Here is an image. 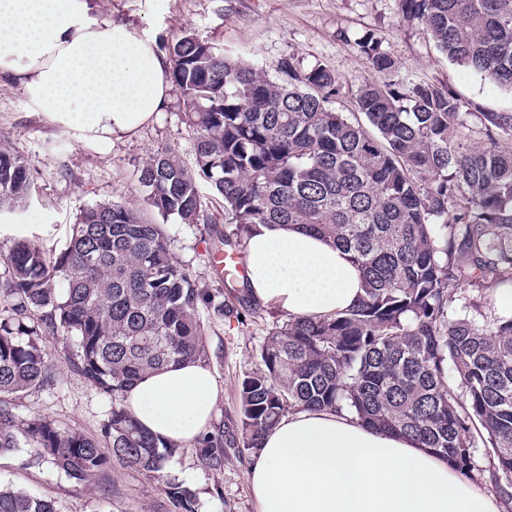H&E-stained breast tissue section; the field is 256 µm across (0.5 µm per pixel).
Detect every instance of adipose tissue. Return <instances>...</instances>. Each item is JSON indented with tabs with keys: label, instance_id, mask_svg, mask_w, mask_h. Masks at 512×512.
<instances>
[{
	"label": "adipose tissue",
	"instance_id": "1",
	"mask_svg": "<svg viewBox=\"0 0 512 512\" xmlns=\"http://www.w3.org/2000/svg\"><path fill=\"white\" fill-rule=\"evenodd\" d=\"M95 12V0H0V81L21 86L81 140L107 146L164 111L170 62L146 30ZM245 260L252 300L293 319L336 315L363 293L345 251L295 226H259ZM219 392L206 366L183 364L143 377L124 404L144 430L186 443L212 422ZM249 474L257 512H504L506 504L430 449L346 411L282 417Z\"/></svg>",
	"mask_w": 512,
	"mask_h": 512
}]
</instances>
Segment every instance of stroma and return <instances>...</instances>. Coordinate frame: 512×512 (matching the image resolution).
Listing matches in <instances>:
<instances>
[{
    "instance_id": "35a3bbf8",
    "label": "stroma",
    "mask_w": 512,
    "mask_h": 512,
    "mask_svg": "<svg viewBox=\"0 0 512 512\" xmlns=\"http://www.w3.org/2000/svg\"><path fill=\"white\" fill-rule=\"evenodd\" d=\"M98 19L135 22L171 42L182 33L223 44L226 53L278 77L284 61L332 71L344 84L336 111L357 119L354 95L364 80L375 78L357 40L372 32L401 74L435 84H450L466 112H511L512 91L465 67L453 64L434 46L425 28L405 20L398 0H161L145 12L143 0H96ZM165 112L135 136H113L100 148L79 140L73 130L49 121L24 90L0 83V146L24 155L33 177V196L26 204L0 214L5 224L42 225L47 255L60 253L69 229L86 208L123 202L144 208L145 189L138 176L144 162L158 150L176 149L186 165L195 162L194 142L184 123L179 90H171ZM165 229L174 242L176 260L192 272L200 287L224 291L228 314L207 310L199 315L206 330L207 366L214 372L220 395L213 427L236 419L237 387L245 373L259 367L260 346L268 331L287 322L284 311L263 306L258 317L236 320L233 309L241 284L224 280L213 267L211 227L169 219ZM46 358L54 365L53 382L17 396L19 416L39 415L57 427L103 440L112 399L76 374L69 360L74 341L45 337ZM250 460L229 455L222 471L211 470L197 444L183 446L167 461L160 477L114 464L98 480H77L34 451L20 447L0 454V487L25 491L51 501L56 512H178L165 487L174 484L193 495L194 512H256L249 486Z\"/></svg>"
}]
</instances>
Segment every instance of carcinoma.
Masks as SVG:
<instances>
[{
    "instance_id": "cac0c4a2",
    "label": "carcinoma",
    "mask_w": 512,
    "mask_h": 512,
    "mask_svg": "<svg viewBox=\"0 0 512 512\" xmlns=\"http://www.w3.org/2000/svg\"><path fill=\"white\" fill-rule=\"evenodd\" d=\"M399 2L448 59L512 91V0ZM357 46L386 77L357 90L372 133L332 107L344 85L319 65L285 61L272 79L194 33L165 46L195 167L170 147L153 154L138 176L146 209L214 223L202 178L235 225L218 237L224 251H240L260 224H294L347 251L364 281L351 309L268 333L260 368L239 384L238 420L202 436L201 458L220 471L229 449L256 452L288 409H346L431 449L466 480L489 473L512 500V315L450 317L459 285L512 286V112L481 113L477 146L449 86L400 75L371 33ZM32 190L24 157L1 148L0 209ZM3 264L0 453L28 446L82 481L114 461L160 477L181 445L140 429L124 393L163 366L205 361L198 310L224 315V292L199 287L163 225L119 202L83 211L58 255L18 240ZM45 336L76 338L74 371L112 397L106 448L13 412L10 397L53 380ZM166 492L194 512L187 490ZM0 512L55 509L0 488Z\"/></svg>"
}]
</instances>
